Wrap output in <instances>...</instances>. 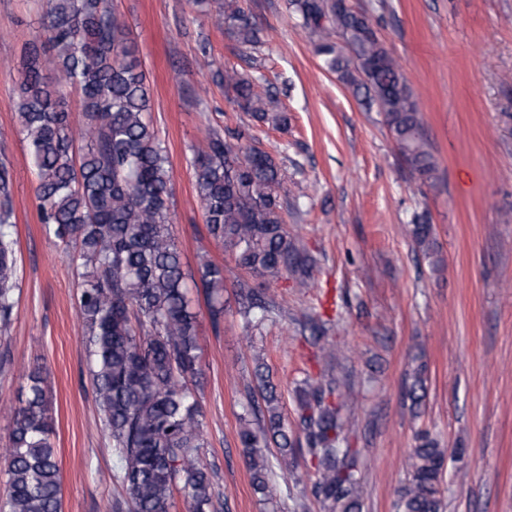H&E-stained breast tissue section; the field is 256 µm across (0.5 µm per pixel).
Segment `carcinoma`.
<instances>
[{"mask_svg": "<svg viewBox=\"0 0 512 512\" xmlns=\"http://www.w3.org/2000/svg\"><path fill=\"white\" fill-rule=\"evenodd\" d=\"M316 36L324 66L368 107L381 112L410 178L437 179L418 103L398 60L370 18L336 0H288ZM216 24L239 46L262 44L261 28L242 6L224 0ZM46 40L29 45L17 85L21 133L36 168L39 222L76 262V303L84 326L82 347L105 436L116 457L113 479L122 498L114 512H171L182 488L191 512H211L220 498L212 476L198 463L206 445L201 407L188 388L200 374L198 313L188 298L181 252L172 235L169 156L148 117L149 86L129 43L126 24L106 0H47ZM80 92L83 124L73 127L67 89ZM224 90L259 123L288 126L273 112L277 100L236 65H224ZM195 191L208 237L224 245L238 267L255 278L289 275L311 285L315 259L289 235L283 216L284 178L275 158L249 131L228 140L208 134L192 158ZM12 175L0 163V332L8 331L19 290ZM411 234L432 264L441 262L433 226L420 221ZM195 288L203 291L211 326L224 317V267L201 259ZM240 313L261 324L275 303L262 285L232 284ZM300 333L314 346L326 322L307 314ZM255 376L263 405L256 425L238 433L251 487L269 494L266 448L280 465L298 443L279 409L277 387L260 363ZM29 396L13 408L6 449L7 481L0 512H61V469L54 448L52 392L40 365L28 372ZM426 389L417 370L404 395L413 409ZM298 431L317 461L313 493L329 512H362L358 458L344 440L338 414L344 404L336 380L304 379L296 397ZM410 477L398 491L397 512H442L446 450L426 432L417 436Z\"/></svg>", "mask_w": 512, "mask_h": 512, "instance_id": "cac0c4a2", "label": "carcinoma"}]
</instances>
